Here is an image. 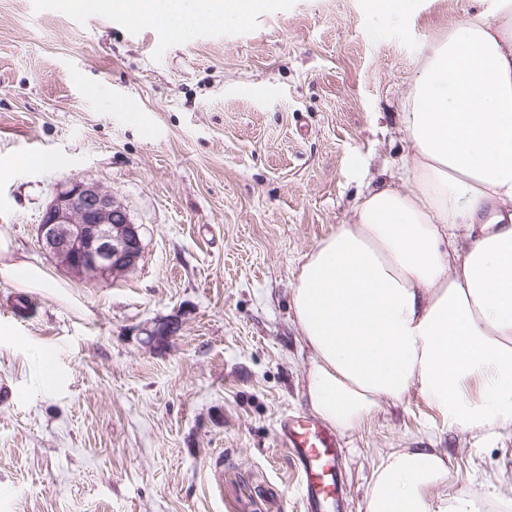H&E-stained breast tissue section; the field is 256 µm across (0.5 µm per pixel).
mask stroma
I'll list each match as a JSON object with an SVG mask.
<instances>
[{
    "label": "stroma",
    "instance_id": "1",
    "mask_svg": "<svg viewBox=\"0 0 512 512\" xmlns=\"http://www.w3.org/2000/svg\"><path fill=\"white\" fill-rule=\"evenodd\" d=\"M496 0H272L173 38L66 0H0V239L48 287L0 277V512H304L278 436L311 414L290 295L299 260L405 152L431 43ZM51 157L18 168L21 156ZM109 191L138 265L91 283L38 241L58 186ZM174 321L150 345L148 331ZM343 512L393 448H438L488 512L512 430L475 446L417 393L339 439Z\"/></svg>",
    "mask_w": 512,
    "mask_h": 512
}]
</instances>
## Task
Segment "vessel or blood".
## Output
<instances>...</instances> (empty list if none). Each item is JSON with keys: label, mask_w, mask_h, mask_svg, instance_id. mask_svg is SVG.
<instances>
[{"label": "vessel or blood", "mask_w": 512, "mask_h": 512, "mask_svg": "<svg viewBox=\"0 0 512 512\" xmlns=\"http://www.w3.org/2000/svg\"><path fill=\"white\" fill-rule=\"evenodd\" d=\"M279 437L296 461L306 512H338L340 448L335 435L302 414L284 415Z\"/></svg>", "instance_id": "obj_1"}]
</instances>
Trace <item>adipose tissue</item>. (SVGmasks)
I'll return each instance as SVG.
<instances>
[{
  "label": "adipose tissue",
  "instance_id": "ef3b65f1",
  "mask_svg": "<svg viewBox=\"0 0 512 512\" xmlns=\"http://www.w3.org/2000/svg\"><path fill=\"white\" fill-rule=\"evenodd\" d=\"M181 37L247 22L267 0H69ZM401 186L367 188L300 260L291 304L306 392L338 433L417 392L482 443L512 428V10L479 11L429 45L399 114ZM435 448H395L366 512H476Z\"/></svg>",
  "mask_w": 512,
  "mask_h": 512
}]
</instances>
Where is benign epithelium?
<instances>
[{
  "label": "benign epithelium",
  "instance_id": "obj_1",
  "mask_svg": "<svg viewBox=\"0 0 512 512\" xmlns=\"http://www.w3.org/2000/svg\"><path fill=\"white\" fill-rule=\"evenodd\" d=\"M38 237L59 267L90 281L119 277L142 255L139 229L126 210L100 186L78 179L56 190L38 225ZM176 332V323H162L149 332L147 342Z\"/></svg>",
  "mask_w": 512,
  "mask_h": 512
}]
</instances>
